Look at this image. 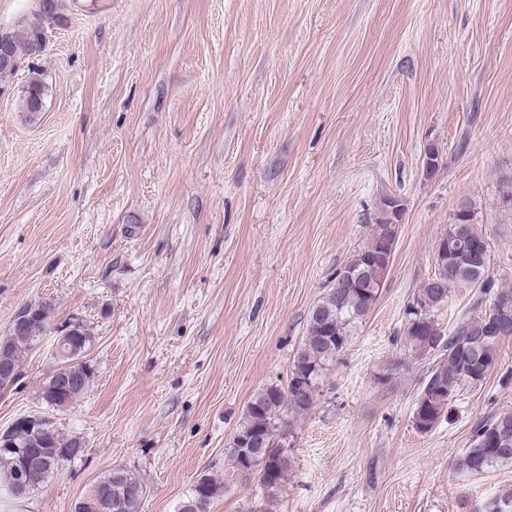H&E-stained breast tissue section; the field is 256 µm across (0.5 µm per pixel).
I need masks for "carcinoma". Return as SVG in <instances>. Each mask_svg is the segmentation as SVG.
<instances>
[{
	"label": "carcinoma",
	"mask_w": 512,
	"mask_h": 512,
	"mask_svg": "<svg viewBox=\"0 0 512 512\" xmlns=\"http://www.w3.org/2000/svg\"><path fill=\"white\" fill-rule=\"evenodd\" d=\"M72 7V0H50L48 15H20L9 27L10 50L17 56L36 51L37 23H58ZM48 86L42 78L32 76L20 91L19 111L34 115L43 111ZM399 225L382 217L372 225L368 242L352 260L336 273V283L312 308L303 347L293 362L288 387L269 386L247 405L243 422L237 429L230 456L236 477H241L240 440L261 436L263 454L268 460H282L275 470L257 471V484L263 497L271 500L287 480L288 455L278 441L276 421L288 409L304 412L313 404L318 377L324 366L336 360L346 347L349 332L365 320L377 303L396 248ZM454 242L441 257L446 268L427 278L406 310L404 344L415 355L434 352V362L418 389L413 411V425L420 433L432 431L450 418L455 398L466 386H477L498 369V347L512 337V288L499 286L489 276V246L474 224L471 207L464 205L448 224L439 243ZM465 283L491 296V305L476 317H463L449 333L441 330L434 312L448 299V287ZM498 322L499 334H485L488 319ZM48 312L32 306L23 308L14 318L8 339L0 346V359H7L12 370H22V359L40 341L47 327ZM71 329L63 350L72 352L75 363L66 367L65 376L51 374L40 386L42 403L49 408L65 409L79 402L87 393L94 375L88 355L95 336L85 320L73 316L65 323ZM33 429L15 428L7 433L11 446H0V473L5 494L23 469H28L32 485L27 497L43 488L64 463L83 457L82 443L65 439L43 416ZM512 464V412L505 411L481 421L473 430L470 445L456 459V469L480 475L495 465ZM145 487L140 472L127 469L123 477L111 470L96 477L87 492L74 505V512H139L141 500L134 491ZM223 482L201 476L194 482L186 502L201 500L200 512H210L213 500L224 494ZM485 512H512V493L487 501Z\"/></svg>",
	"instance_id": "1"
}]
</instances>
